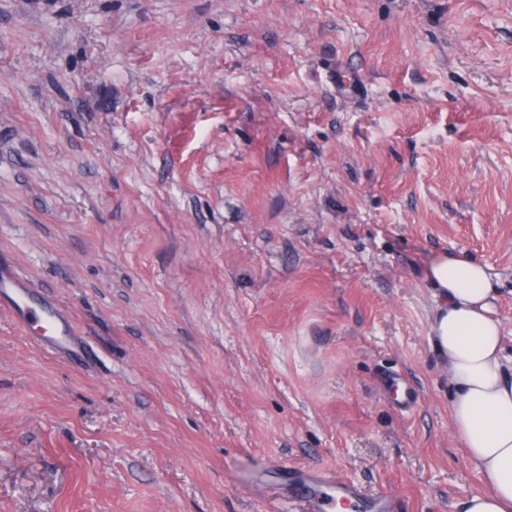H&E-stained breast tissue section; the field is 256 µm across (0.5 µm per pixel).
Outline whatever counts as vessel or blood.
<instances>
[{"mask_svg":"<svg viewBox=\"0 0 512 512\" xmlns=\"http://www.w3.org/2000/svg\"><path fill=\"white\" fill-rule=\"evenodd\" d=\"M16 311L23 322L36 323L54 333L60 329L58 314L48 308L20 304ZM295 494L304 502L306 512H331L339 503L359 505L364 512H395L398 503L395 494L387 493L370 499L356 486L341 480L336 473L313 469L300 473Z\"/></svg>","mask_w":512,"mask_h":512,"instance_id":"1","label":"vessel or blood"}]
</instances>
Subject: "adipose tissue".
Masks as SVG:
<instances>
[{
	"label": "adipose tissue",
	"instance_id": "1",
	"mask_svg": "<svg viewBox=\"0 0 512 512\" xmlns=\"http://www.w3.org/2000/svg\"><path fill=\"white\" fill-rule=\"evenodd\" d=\"M429 277L440 298L431 344L448 369L451 429L488 486L461 510L512 512V374L494 316V276L481 262L448 254Z\"/></svg>",
	"mask_w": 512,
	"mask_h": 512
}]
</instances>
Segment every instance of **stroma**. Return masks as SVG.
Listing matches in <instances>:
<instances>
[{
  "label": "stroma",
  "mask_w": 512,
  "mask_h": 512,
  "mask_svg": "<svg viewBox=\"0 0 512 512\" xmlns=\"http://www.w3.org/2000/svg\"><path fill=\"white\" fill-rule=\"evenodd\" d=\"M443 253L511 362L512 0H0V266L81 338L0 288V512H461ZM14 303L19 318L23 322H35L42 329L49 330L52 333H58L60 329V318L56 312L42 306ZM295 496L305 504V512H328L335 504H346L369 512H396L398 496L392 493L367 498L356 486L340 479L336 473L307 470L299 474Z\"/></svg>",
  "instance_id": "stroma-1"
}]
</instances>
